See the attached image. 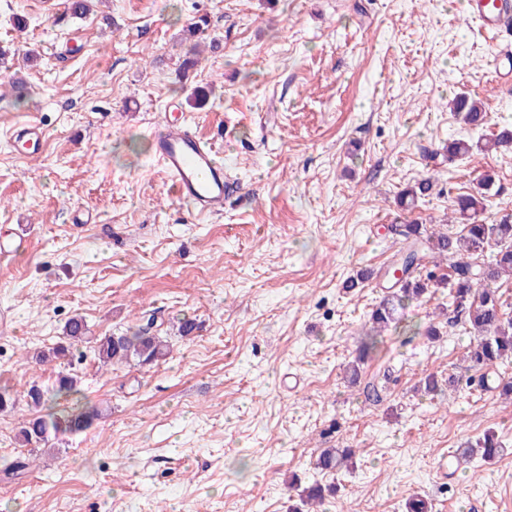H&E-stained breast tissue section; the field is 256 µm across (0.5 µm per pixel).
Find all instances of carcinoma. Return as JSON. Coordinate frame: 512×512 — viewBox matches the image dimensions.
Masks as SVG:
<instances>
[{
  "mask_svg": "<svg viewBox=\"0 0 512 512\" xmlns=\"http://www.w3.org/2000/svg\"><path fill=\"white\" fill-rule=\"evenodd\" d=\"M451 111L471 129H480L488 115L482 104L460 94L451 100ZM512 147V130L502 129L475 141L453 140L446 148V160L452 164L475 150L493 152ZM494 177L486 173L477 179L475 188L452 200L454 221L462 225L458 233H441L415 220L399 225L393 234L407 244L396 267L403 276L392 285L371 309L369 323L382 331L396 323L398 308L420 302L439 289L448 290L452 305L464 315V324L474 339L466 353L470 366L478 370H491L512 361V319L503 317L501 295L495 284L502 278H512V214L502 216L494 224H485L477 217L487 210ZM433 182L425 177L406 186L396 196L398 206L412 212L429 196ZM449 260L448 275H439L435 268L440 261ZM88 327L79 316L70 318L64 328L63 341L41 352L38 361L45 363L64 359L71 349L88 339ZM376 339L367 337L358 346L347 365L348 381L360 382L362 366ZM171 353L170 344L160 336H148L140 331L132 334H112L96 341L95 356L102 366L135 361L142 366L153 365ZM80 382L75 376L58 375L52 393L33 385L27 396L36 413L22 422L18 439L24 446L38 448L52 434L60 431L79 432L88 429L96 414L81 406ZM467 455L464 464L478 460L487 464L496 459L504 448L496 435L485 433L476 442L464 444ZM356 451L353 448H324L316 462L322 471L354 469ZM336 492L335 487L312 481L299 494L300 504L291 512H316L326 494Z\"/></svg>",
  "mask_w": 512,
  "mask_h": 512,
  "instance_id": "cac0c4a2",
  "label": "carcinoma"
}]
</instances>
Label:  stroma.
Here are the masks:
<instances>
[{"mask_svg":"<svg viewBox=\"0 0 512 512\" xmlns=\"http://www.w3.org/2000/svg\"><path fill=\"white\" fill-rule=\"evenodd\" d=\"M65 2L0 0V45L16 52L0 71V236L23 238L0 264V387L15 400L0 413V512H289L316 477L338 486L324 512H404L413 493L432 512H512V401L479 387L446 290L378 336L362 378L382 402L344 373L389 285L401 189L432 177L414 215L444 231L451 199L489 171L485 220L512 214V151L440 154L475 135L454 94L481 100L489 132L512 123L498 75L512 31L486 39L465 0H96L56 23ZM175 108L240 186L223 217L195 215L154 157L150 130ZM29 119L48 133L35 157L11 139ZM76 315L89 340L36 363ZM141 329L169 341L166 361L98 365L95 338ZM61 371L97 417L36 453L16 440L26 393ZM427 373L455 384L421 395ZM488 431L502 456L441 476L445 450ZM324 448L356 449L354 473L315 470ZM19 458L24 474L5 477Z\"/></svg>","mask_w":512,"mask_h":512,"instance_id":"stroma-1","label":"stroma"}]
</instances>
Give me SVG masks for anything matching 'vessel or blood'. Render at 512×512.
<instances>
[{"label": "vessel or blood", "instance_id": "vessel-or-blood-1", "mask_svg": "<svg viewBox=\"0 0 512 512\" xmlns=\"http://www.w3.org/2000/svg\"><path fill=\"white\" fill-rule=\"evenodd\" d=\"M466 10L480 19L483 31L496 35L512 16V0H466ZM13 136L28 153L36 154L42 149L46 131L31 120L21 123ZM154 152L177 198L188 201L196 214H223L229 178L211 143L199 138L183 121L167 118L154 138Z\"/></svg>", "mask_w": 512, "mask_h": 512}]
</instances>
